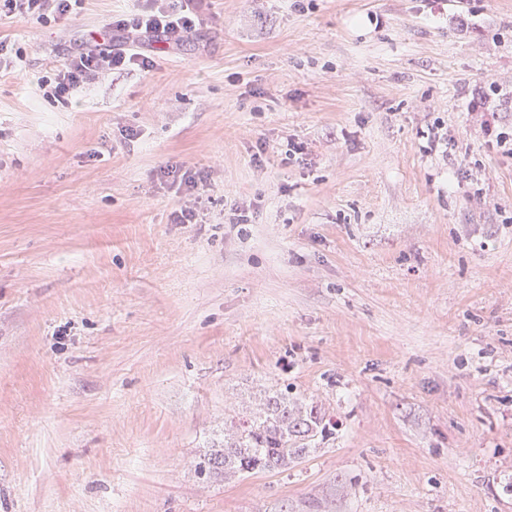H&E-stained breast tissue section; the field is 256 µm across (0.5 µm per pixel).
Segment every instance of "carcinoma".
Returning <instances> with one entry per match:
<instances>
[{
	"instance_id": "obj_1",
	"label": "carcinoma",
	"mask_w": 512,
	"mask_h": 512,
	"mask_svg": "<svg viewBox=\"0 0 512 512\" xmlns=\"http://www.w3.org/2000/svg\"><path fill=\"white\" fill-rule=\"evenodd\" d=\"M315 421L293 416L279 403L240 422L224 447L204 457L198 470L204 474L235 476L256 469L275 470L305 452L290 447L291 436L314 430Z\"/></svg>"
}]
</instances>
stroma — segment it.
Listing matches in <instances>:
<instances>
[{"label":"stroma","mask_w":512,"mask_h":512,"mask_svg":"<svg viewBox=\"0 0 512 512\" xmlns=\"http://www.w3.org/2000/svg\"><path fill=\"white\" fill-rule=\"evenodd\" d=\"M136 7L0 20V512H512V0H197L56 100ZM282 395L327 437L198 473ZM148 2L140 13L112 15V19L98 32L86 35L88 41L96 43L63 65L55 78V95L68 97L92 73L102 69H123L132 64L149 69L153 60L133 48L129 42L139 44L141 40L163 41L169 45H180L192 35L199 23V15L189 4L156 6L160 0ZM118 42V44H117ZM472 102L477 106L481 107L484 110V112H478L481 115V122L480 126L482 130L487 134L489 137L491 135H495L496 143L502 144L506 146L507 144L510 145V151H512V127H510V132L507 131V128L499 127L496 125L495 122V116L497 112H495L494 107L489 102V96L488 93L485 91V87H480L479 90L476 92V96H473Z\"/></svg>","instance_id":"1"}]
</instances>
